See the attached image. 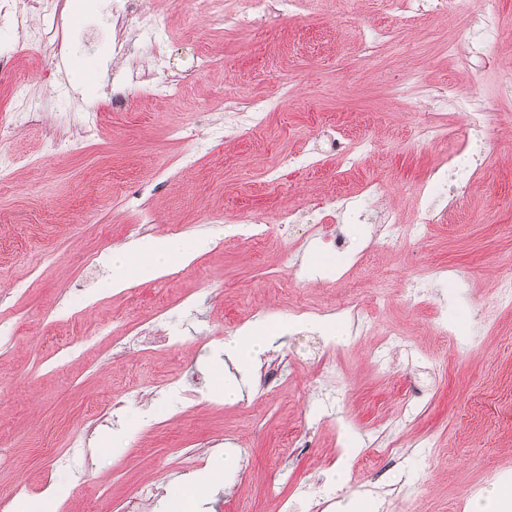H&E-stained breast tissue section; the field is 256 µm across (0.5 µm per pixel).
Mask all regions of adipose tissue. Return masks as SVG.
Listing matches in <instances>:
<instances>
[{"label":"adipose tissue","instance_id":"adipose-tissue-1","mask_svg":"<svg viewBox=\"0 0 512 512\" xmlns=\"http://www.w3.org/2000/svg\"><path fill=\"white\" fill-rule=\"evenodd\" d=\"M198 250L197 244L170 237L147 238L126 251L112 277L113 291L125 288L128 277L153 280L161 277L173 266L189 264ZM284 324H260L238 334L224 345V352L240 370H249L262 345L279 332Z\"/></svg>","mask_w":512,"mask_h":512}]
</instances>
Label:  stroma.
Wrapping results in <instances>:
<instances>
[{
    "mask_svg": "<svg viewBox=\"0 0 512 512\" xmlns=\"http://www.w3.org/2000/svg\"><path fill=\"white\" fill-rule=\"evenodd\" d=\"M164 22L160 50L182 75L167 100L131 92L113 111L112 46L70 42L51 57L19 45L0 22V108L25 79L28 122L0 139L15 165L0 182V486H21L9 512L55 484L69 486L59 512H127L141 484L163 493L144 512L214 469L217 492L202 512H282L299 495L311 512H344L366 498L377 512H507L498 494L512 490V310L493 290L501 262L512 261V89L498 71L512 65V44L484 56H450L465 17L397 18L386 0H310L293 18L188 21L174 0H144ZM394 40L375 46L365 29ZM481 71L478 108L487 121L468 164L485 175L464 205L446 212L428 236L396 252L364 253L365 227L342 219L359 262L321 243H288L275 215L291 207L315 222L311 202L343 192L345 210L366 182L383 183L404 223L418 214L413 193L439 161L420 140L432 98L465 92ZM55 72L64 93L49 86ZM292 88L259 130L216 138L195 163L182 162L196 136L230 121L225 95L241 105ZM99 113L86 135L87 111ZM378 145L353 170L324 158L311 170H280L284 157L322 151L325 119ZM72 149L54 154L50 143ZM151 214L148 234L170 228L199 241L193 262L152 281L112 292L113 250L137 241L130 227ZM272 220L263 242L227 235L237 214ZM430 271L431 302L409 307L400 292L409 273ZM325 309L320 328H302L265 344L261 363H289L271 390L251 370L243 396L224 402L214 389L230 327L281 322L294 306ZM478 347L457 359L450 339L432 335L434 314ZM144 327L165 336L150 350L130 344ZM405 345L377 368L373 349L385 330ZM334 367L319 377L318 359ZM334 417L343 427L324 425ZM238 460L224 470L225 456ZM68 466H56L58 457ZM286 479L278 497L267 484ZM508 481L497 480V473Z\"/></svg>",
    "mask_w": 512,
    "mask_h": 512,
    "instance_id": "35a3bbf8",
    "label": "stroma"
}]
</instances>
